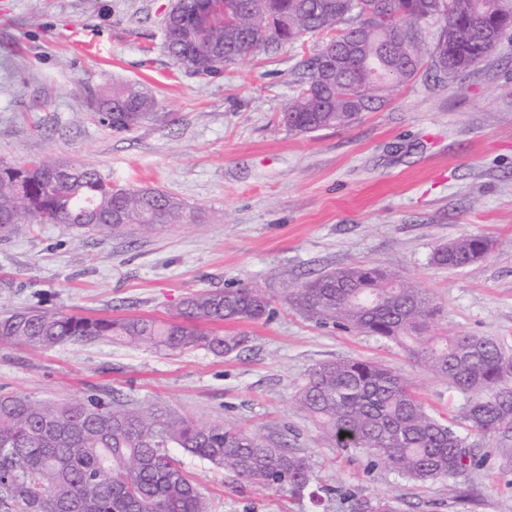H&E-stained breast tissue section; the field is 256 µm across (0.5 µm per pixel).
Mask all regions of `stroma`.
Segmentation results:
<instances>
[{
    "instance_id": "35a3bbf8",
    "label": "stroma",
    "mask_w": 512,
    "mask_h": 512,
    "mask_svg": "<svg viewBox=\"0 0 512 512\" xmlns=\"http://www.w3.org/2000/svg\"><path fill=\"white\" fill-rule=\"evenodd\" d=\"M172 0H0V161L52 156L113 183L179 198L188 219L108 240L65 224H22L0 241V315L47 307L123 318L176 314L187 297L262 289L269 318L235 324L246 348L67 342L34 352L0 345V392L64 402L94 392L154 403L269 436L306 454L317 500L241 484L173 447L214 512H351L353 496L395 498L400 512H512L502 435L471 437L478 462L416 483L331 447L296 394L317 362L362 359L410 375L431 412L468 424L447 384L400 346L319 324L289 286L372 264L440 303V328L488 336L512 354V32L453 82L432 71L353 123L306 135L280 122L328 36L306 35L200 77L164 45ZM138 83L156 105L137 127L102 124L89 97ZM487 237L485 259L436 266L439 246Z\"/></svg>"
}]
</instances>
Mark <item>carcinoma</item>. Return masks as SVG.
Returning <instances> with one entry per match:
<instances>
[{"instance_id":"obj_1","label":"carcinoma","mask_w":512,"mask_h":512,"mask_svg":"<svg viewBox=\"0 0 512 512\" xmlns=\"http://www.w3.org/2000/svg\"><path fill=\"white\" fill-rule=\"evenodd\" d=\"M165 24L169 56L209 76L272 46L309 33H334L312 60L309 80L283 123L297 133L347 125L379 107L424 66L441 83L482 62L512 29V0H224L195 30L202 0H176ZM360 23L345 29L350 19ZM101 122L131 130L153 108L136 83L89 101ZM185 204L156 189L112 184L97 169L45 157L0 164V238L18 225L70 224L103 239L150 234L183 223ZM490 243L463 235L439 247L437 266L463 268L486 257ZM309 317L376 336L407 350L425 372L448 383L469 431L512 429V358L490 337L435 333L441 307L417 284L360 264L288 288ZM270 301L249 287L188 297L169 320L149 316L85 317L35 308L0 317V345L46 350L64 342L116 340L217 356L247 337L225 322H254ZM334 447L355 450L402 476L427 482L476 465L468 437L431 413L413 380L358 359L317 363L297 395ZM176 446L239 480L300 496L314 475L308 456L241 428L199 422L156 404L132 405L98 395L66 402L0 393V512H213L193 477L168 454ZM352 512H398L393 501L357 498Z\"/></svg>"}]
</instances>
